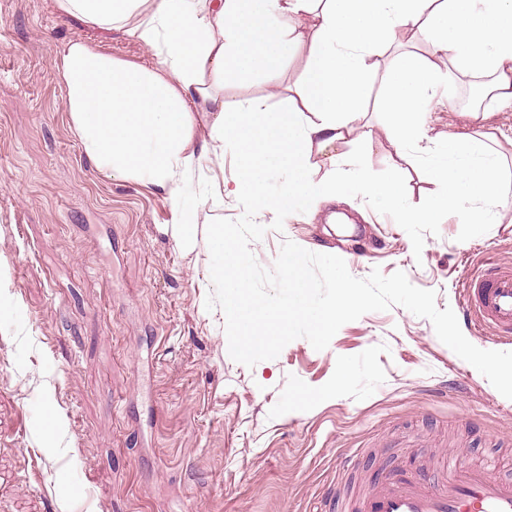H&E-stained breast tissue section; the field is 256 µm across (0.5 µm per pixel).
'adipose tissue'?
Wrapping results in <instances>:
<instances>
[{"instance_id":"adipose-tissue-1","label":"adipose tissue","mask_w":512,"mask_h":512,"mask_svg":"<svg viewBox=\"0 0 512 512\" xmlns=\"http://www.w3.org/2000/svg\"><path fill=\"white\" fill-rule=\"evenodd\" d=\"M66 16L115 27L152 50L150 62L112 61L82 40L71 41L60 68L65 108L86 156L110 178L149 179L168 188L179 248L194 249L196 214L186 208L176 176L192 173L199 156L186 152L192 126L191 94L212 104L215 142L231 140L246 167L233 195L280 223L293 215L297 194L312 206L336 198L337 173L311 178L313 150L355 132L374 74H381L389 132L404 147L428 140L439 90L461 77L487 79L489 107L471 112L485 125L512 106V0H56ZM421 32L426 55L387 58L398 31ZM305 49L298 105L274 112L265 98L226 104L227 77L262 74L277 86L283 66ZM464 131L448 135V156L434 163L437 203L468 224H494L512 202L496 150L473 149ZM290 171L287 189L266 194L260 174L271 158ZM404 174L385 181L356 174L353 191L368 201L391 200L405 224H428L431 210L409 202Z\"/></svg>"}]
</instances>
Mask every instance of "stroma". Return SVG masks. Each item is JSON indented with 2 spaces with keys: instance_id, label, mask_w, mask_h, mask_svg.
Listing matches in <instances>:
<instances>
[{
  "instance_id": "35a3bbf8",
  "label": "stroma",
  "mask_w": 512,
  "mask_h": 512,
  "mask_svg": "<svg viewBox=\"0 0 512 512\" xmlns=\"http://www.w3.org/2000/svg\"><path fill=\"white\" fill-rule=\"evenodd\" d=\"M76 39L120 63L150 55L55 0H0V512H322L337 487L379 486L394 467L440 475L453 458L512 478V399L401 306L344 324L321 351L299 338L251 368L230 357L223 311L205 308L204 231L242 215L224 189L245 162L229 141L203 151L213 115L195 99L186 149L204 157L178 187L200 232L179 249L168 189L105 178L84 153L60 76ZM302 70V56L290 59L274 89L258 73L230 78L224 98L283 110ZM388 123L366 110L357 125L370 141L337 142L321 170L335 156L379 180L399 167L406 197L432 206L436 144L398 146ZM338 194L331 208L352 230L309 215L302 198L288 223L257 216L259 264L272 268L288 239L358 278L404 272L441 309L457 307L482 264L512 267V205L495 224L444 210L402 224L389 202L369 205L343 181ZM52 408L58 443L42 429Z\"/></svg>"
}]
</instances>
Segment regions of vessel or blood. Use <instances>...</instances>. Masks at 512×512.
<instances>
[{
    "label": "vessel or blood",
    "mask_w": 512,
    "mask_h": 512,
    "mask_svg": "<svg viewBox=\"0 0 512 512\" xmlns=\"http://www.w3.org/2000/svg\"><path fill=\"white\" fill-rule=\"evenodd\" d=\"M463 314L495 343L512 342V269L486 266L462 292ZM355 512H512V481L487 471L449 465L443 482L402 470L388 471L380 488L360 493Z\"/></svg>",
    "instance_id": "obj_1"
}]
</instances>
